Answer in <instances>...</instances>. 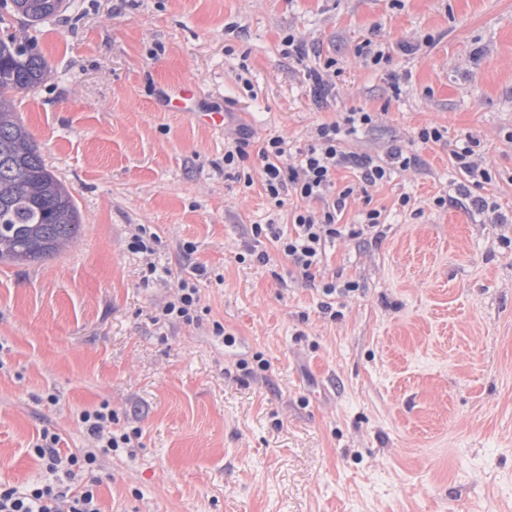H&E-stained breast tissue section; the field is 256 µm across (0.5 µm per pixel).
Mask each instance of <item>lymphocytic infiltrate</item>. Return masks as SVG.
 Masks as SVG:
<instances>
[{"label":"lymphocytic infiltrate","mask_w":512,"mask_h":512,"mask_svg":"<svg viewBox=\"0 0 512 512\" xmlns=\"http://www.w3.org/2000/svg\"><path fill=\"white\" fill-rule=\"evenodd\" d=\"M372 122L371 113L346 112L334 121L318 124L312 143L305 148L293 149L287 139L276 136L265 141L258 151L261 186L266 195L279 207L292 198L300 205L293 213L289 231L268 223L253 225V234H270L279 251L305 280H315L328 244L345 237H360L381 222V210L371 208L361 213L359 223H342L353 190L338 188L337 171L349 167L360 170L366 182L377 185L389 180L392 166L407 168L417 162L415 156L398 147L390 150L385 161L347 150V137ZM480 145L477 136L464 133L452 152L451 163L465 187L475 190L470 198L472 207L483 213L495 210L496 205L482 194L485 185L492 183L493 174L478 158ZM200 301L196 283L183 278L161 314L167 321L191 324L198 319ZM112 420V411L105 404L82 414L92 446L78 455L61 453L58 435L42 433L34 452L55 474V481L24 491L1 486L0 512H100L94 481H80L79 475L97 467L99 451L130 446L129 434H114Z\"/></svg>","instance_id":"f902f5d3"}]
</instances>
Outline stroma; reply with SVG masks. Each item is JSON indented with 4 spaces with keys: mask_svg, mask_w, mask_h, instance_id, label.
<instances>
[{
    "mask_svg": "<svg viewBox=\"0 0 512 512\" xmlns=\"http://www.w3.org/2000/svg\"><path fill=\"white\" fill-rule=\"evenodd\" d=\"M5 19L47 62L14 110L83 229L54 257L0 264V484L51 481L41 433L81 451V413L106 403L139 436L93 471L101 512H512V0H64L31 28ZM185 82L223 127L164 107ZM359 109L374 122L349 150L418 162L377 186L339 171L343 223L368 206L382 222L305 281L250 230L290 224V207L242 176L265 139L302 148ZM426 125L448 134L421 143ZM241 128L249 157L230 169ZM466 132L497 212L432 205L461 180ZM141 224L149 256L130 248ZM151 263L204 268L199 322L159 321L178 280ZM336 279L361 289L325 296Z\"/></svg>",
    "mask_w": 512,
    "mask_h": 512,
    "instance_id": "stroma-1",
    "label": "stroma"
}]
</instances>
